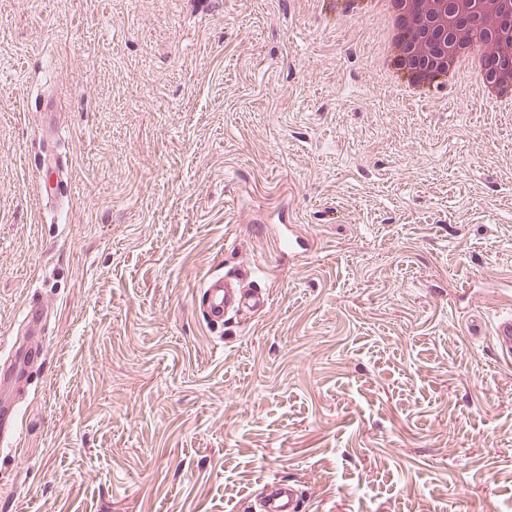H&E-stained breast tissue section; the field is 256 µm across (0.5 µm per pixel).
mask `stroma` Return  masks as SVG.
Wrapping results in <instances>:
<instances>
[{"label": "stroma", "instance_id": "1", "mask_svg": "<svg viewBox=\"0 0 512 512\" xmlns=\"http://www.w3.org/2000/svg\"><path fill=\"white\" fill-rule=\"evenodd\" d=\"M377 35L327 0H0V363L33 354L0 512H253L274 478L512 512V365L464 328L512 311V112L404 103ZM283 211L322 242L293 264L255 229ZM244 261L271 303L211 327Z\"/></svg>", "mask_w": 512, "mask_h": 512}]
</instances>
